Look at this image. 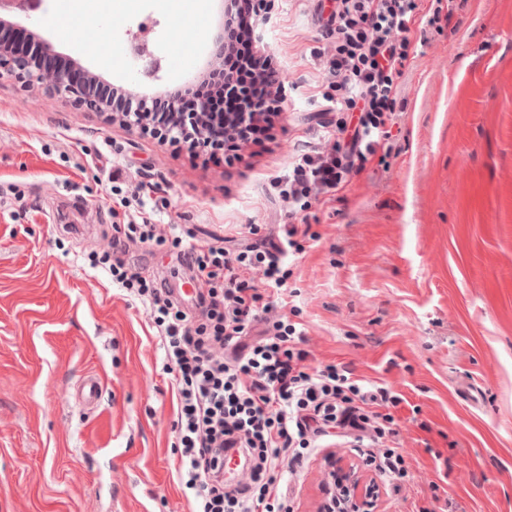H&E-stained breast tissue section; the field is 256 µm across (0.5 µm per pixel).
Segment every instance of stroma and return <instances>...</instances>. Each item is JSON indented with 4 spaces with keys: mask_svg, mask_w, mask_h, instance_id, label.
Returning <instances> with one entry per match:
<instances>
[{
    "mask_svg": "<svg viewBox=\"0 0 512 512\" xmlns=\"http://www.w3.org/2000/svg\"><path fill=\"white\" fill-rule=\"evenodd\" d=\"M428 29L400 80L390 153H377L340 200L313 205L312 237L290 257L287 312L313 364L335 362L402 402L409 465L381 476L376 448L331 438L285 469L293 512L330 497L324 458L339 451L377 478L382 512H512V0H459ZM329 0H275L256 28L284 85L266 139L219 162L111 120L65 94L0 76V512H190L172 472L176 398L146 308L91 267L125 224L109 177L159 185L158 224L200 242L262 241L288 221L273 184L317 145L329 80L314 48ZM54 0L11 16L55 53L136 97L202 76L224 25L173 18L158 0L94 24L52 25ZM147 43L160 65L127 57ZM193 44L175 67L172 45ZM128 267L195 310L199 283L176 249L130 250ZM102 394L78 401L87 377Z\"/></svg>",
    "mask_w": 512,
    "mask_h": 512,
    "instance_id": "35a3bbf8",
    "label": "stroma"
}]
</instances>
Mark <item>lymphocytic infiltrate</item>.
Wrapping results in <instances>:
<instances>
[{
  "mask_svg": "<svg viewBox=\"0 0 512 512\" xmlns=\"http://www.w3.org/2000/svg\"><path fill=\"white\" fill-rule=\"evenodd\" d=\"M422 0H334L325 20L327 38L317 55L332 80L326 95L330 112L358 113L353 131L325 129L316 150L299 154L278 194L290 215L335 200L368 158L388 143L397 119L399 80L413 59L414 42L427 27L452 21L456 0H440L424 13ZM233 21L221 38L223 77L206 76L196 91L164 104L138 98L150 132L184 121L181 142L199 147L210 159L241 141H259L260 116L279 100L281 81L272 58L253 39L256 0H236ZM233 79L240 93L224 92ZM208 104L210 131L200 135L193 121L199 101ZM259 114L237 135L221 134L235 125L238 112ZM121 171L111 191L127 208V222L102 259L112 282L143 303L158 329L166 369L176 397L174 432L180 450L175 480L192 493L194 512H291L282 483L284 463H298L332 430L360 432L380 449V467L391 479L408 475L406 460L394 448L398 435L392 410L400 396L380 386L366 391L352 372L333 363H308L304 329L276 312L274 300L287 294V257L300 251L307 230L281 225V234L263 244L199 243L190 228L155 223L164 200L138 193L124 196ZM175 244L199 281L197 314H189L170 289L131 270L122 256L137 246ZM262 274L253 283L252 271Z\"/></svg>",
  "mask_w": 512,
  "mask_h": 512,
  "instance_id": "f902f5d3",
  "label": "lymphocytic infiltrate"
}]
</instances>
